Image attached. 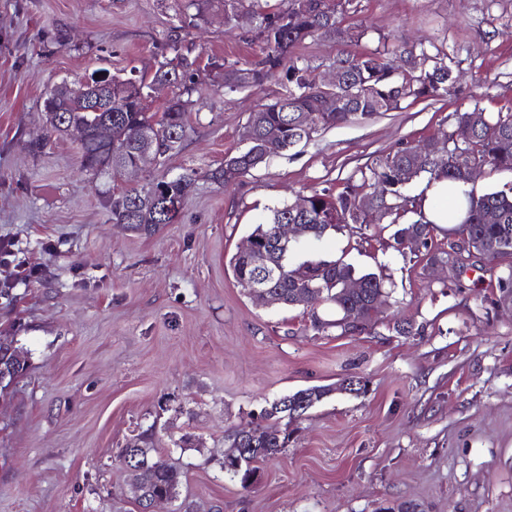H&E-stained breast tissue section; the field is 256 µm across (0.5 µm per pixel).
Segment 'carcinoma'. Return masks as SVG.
I'll return each instance as SVG.
<instances>
[{"mask_svg": "<svg viewBox=\"0 0 512 512\" xmlns=\"http://www.w3.org/2000/svg\"><path fill=\"white\" fill-rule=\"evenodd\" d=\"M259 2L252 0V5L247 7L244 0H185L187 25L196 27L207 22L212 13L222 11L224 24L248 25L263 45L264 57L254 64L208 59V66L219 71L225 88L231 91L258 88L280 74L291 84L288 94L251 113L244 133L246 148L226 157L224 166L207 173L213 182H229L265 163L268 156L263 143L271 135L279 139L280 151H288L310 141L320 127L390 112L410 98L443 96L458 81V75L444 59L403 42L396 47V60L385 51H343L336 59V65L343 70V81L328 92L317 82L310 67L298 66L294 51L315 35L349 47L358 44L365 29L344 25V6L352 4V0L339 4L335 0H286L283 7H261ZM169 48L174 56L162 62L152 75H137L132 70L130 76L122 78L104 70L105 86L91 89L83 96L74 94L65 82L51 89L44 107L61 113L65 121L51 124L43 139L34 143V148L39 150L50 137L66 132L65 124L82 125L85 136L80 142L81 165L103 180L102 194L112 223L126 224L145 235L178 220L181 206L193 193L197 180V172L190 170L173 177L163 174L140 188L112 186L123 170L136 162L145 141L156 143L157 166L163 168L185 138L186 113L193 104L191 96L200 62L199 57L182 53L177 34L170 37ZM156 83L178 89L159 114L149 111V102L144 97ZM334 100L339 105L332 104ZM305 112L311 116L303 125L300 118ZM473 114V110L456 114L455 131L464 129L466 134L458 141L454 140V134H449L448 151L439 156L437 163L416 172L415 178L427 174L431 179L444 177L465 185L469 169L474 165L512 170V113L486 117L477 126L470 125ZM104 127L108 132L102 131ZM411 150L412 147L406 146L376 157L360 171L359 181L347 182L335 196L313 192L307 196L308 206L304 210H297L289 203L270 209L265 222L255 226L250 238L258 250L267 254L274 273L258 271L252 266V256L237 252L229 261L234 279L238 282L246 277L262 279L285 305L292 303L297 293L315 288L317 293L309 306L331 305L336 318L324 319L314 312L311 315L314 329L335 327L347 333L348 325L342 320L349 314L362 321L361 329H366L377 316L371 296L385 290L383 275L359 273L341 258L315 253L300 244L280 247L276 244V225L303 224L306 237L320 239L329 231L349 224L367 228L387 221L396 226L392 244L396 251L405 249L406 239L413 233L422 235L423 247H428L433 225L417 213L415 200L405 193L409 182L401 177L402 171L410 166ZM370 196L377 197V210L366 219L360 216L358 203ZM464 196L467 205L458 222L464 242L449 244L448 263L462 267L475 253L493 267L512 259V186L481 196L466 192ZM166 202L178 204V209L168 213ZM489 211L497 214L494 224L485 220ZM349 280L362 283L361 294L352 300L341 294ZM284 419L282 413L260 411L259 438L253 443H240L241 451L234 458L223 455L222 469L238 479L242 488L252 484L253 463L285 452L288 433L279 427ZM118 458L128 472L129 491L138 506L154 496L172 501L178 498L185 472L157 451L153 434L137 435L134 446L120 449Z\"/></svg>", "mask_w": 512, "mask_h": 512, "instance_id": "cac0c4a2", "label": "carcinoma"}]
</instances>
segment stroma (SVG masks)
<instances>
[{
    "instance_id": "stroma-1",
    "label": "stroma",
    "mask_w": 512,
    "mask_h": 512,
    "mask_svg": "<svg viewBox=\"0 0 512 512\" xmlns=\"http://www.w3.org/2000/svg\"><path fill=\"white\" fill-rule=\"evenodd\" d=\"M183 4L0 0V239L39 271L16 279L0 262V336L30 357L0 401V512H140L117 453L146 430L183 467L192 512H512V302L497 287L507 264L452 269L439 228L427 255L394 251L386 224L329 232L311 248L392 287L356 333L314 330L303 306L256 304L229 267L270 208L338 193L376 156L452 132L457 112H512V0H353L358 51L424 43L460 87L319 130L224 185L207 171L242 149L250 113L289 84L231 91L200 70L188 134L168 160L172 174L200 177L179 221L145 236L112 223L75 136L31 144L45 138L47 90L100 67L155 68L172 32L204 59H260L254 33L226 27L222 12L182 27ZM404 318L419 335L393 330ZM350 375L364 394L338 392ZM327 385L250 488L221 470L229 428L267 400ZM186 434L192 447L177 448Z\"/></svg>"
}]
</instances>
